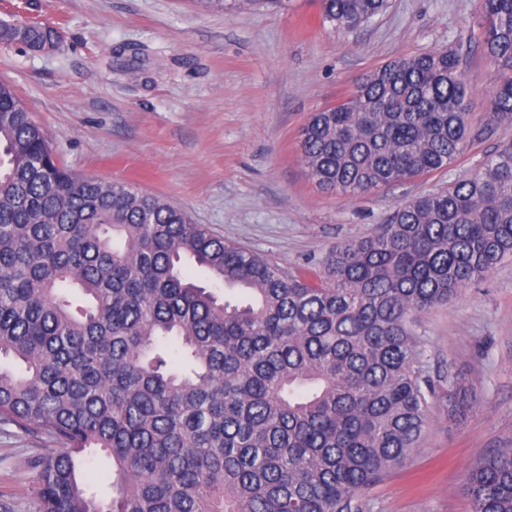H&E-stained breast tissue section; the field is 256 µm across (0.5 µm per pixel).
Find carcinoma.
Masks as SVG:
<instances>
[{
    "label": "carcinoma",
    "mask_w": 512,
    "mask_h": 512,
    "mask_svg": "<svg viewBox=\"0 0 512 512\" xmlns=\"http://www.w3.org/2000/svg\"><path fill=\"white\" fill-rule=\"evenodd\" d=\"M479 4L493 118L512 124V0ZM386 5L319 0L343 31ZM55 33L0 23L1 42L29 51L59 49ZM145 57L126 45L113 69ZM470 93L452 51L388 62L311 113L310 178L356 197L447 168L487 132L469 122ZM508 257L511 141L290 275L160 196L61 165L0 81V425L56 444L34 461L35 512H370L365 493L421 447L439 394L414 327ZM475 401L448 377L452 412ZM98 450L112 461L106 498L80 480ZM465 480L472 512H512V448Z\"/></svg>",
    "instance_id": "obj_1"
}]
</instances>
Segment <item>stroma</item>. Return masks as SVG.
I'll use <instances>...</instances> for the list:
<instances>
[{
  "instance_id": "35a3bbf8",
  "label": "stroma",
  "mask_w": 512,
  "mask_h": 512,
  "mask_svg": "<svg viewBox=\"0 0 512 512\" xmlns=\"http://www.w3.org/2000/svg\"><path fill=\"white\" fill-rule=\"evenodd\" d=\"M27 17L53 23L64 44L38 55L0 43V79L71 170L159 195L289 274L512 139V125L493 127L450 168L356 198L321 190L300 158L311 113L388 61L437 48L459 52L469 118L487 125L494 70L477 0H389L353 32L321 24L314 0L224 10L208 0H0V20ZM125 43L146 47L152 82L111 69ZM416 332L430 375L458 376L479 401L455 419L438 397L421 448L366 497L372 512H471L468 469L512 448V259L422 316ZM46 445L0 427V504L34 512L32 462Z\"/></svg>"
}]
</instances>
